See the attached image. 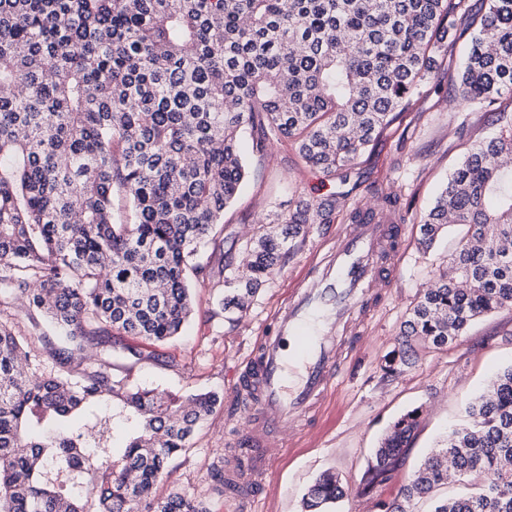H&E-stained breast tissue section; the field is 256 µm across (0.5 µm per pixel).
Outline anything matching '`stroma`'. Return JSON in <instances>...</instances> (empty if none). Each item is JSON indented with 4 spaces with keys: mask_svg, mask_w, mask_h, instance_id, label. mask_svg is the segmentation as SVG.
Wrapping results in <instances>:
<instances>
[{
    "mask_svg": "<svg viewBox=\"0 0 512 512\" xmlns=\"http://www.w3.org/2000/svg\"><path fill=\"white\" fill-rule=\"evenodd\" d=\"M411 124H395L373 142L355 163L360 182L350 200L375 206L366 189L377 186L402 194L411 209L403 226L393 284L374 283L377 304L365 326L366 340L348 354L343 373L323 406L318 422L299 426L274 440L276 461L262 479L264 490L248 512H303L302 498L322 474H335L345 495L329 512H375L374 499H393L399 482L377 487L372 496L360 493L373 452L392 421L416 409L419 426L404 453L403 472L415 469L449 428L462 424L469 402L502 368L512 365V308L477 319L464 336L441 349L423 351L417 367L388 377L382 371L395 348L400 326L409 310L448 263L459 228L431 250L417 244L416 220L434 202L453 167L475 140L498 134L499 122L483 112L471 115L468 136H460L456 117L461 108L453 95L426 92L416 104ZM248 176L236 201L225 210L224 224L201 259L210 276L194 284V312L185 332L165 342H141L142 360L131 372L132 382L161 387L173 394L213 391L221 400L198 429L189 449L172 460L157 496L182 492L201 501L208 512H238L239 501L214 491L213 465L240 443L248 423L231 401L242 361L257 336L270 333L274 312L301 267L316 248L336 232L335 225L318 224L290 253L285 266L256 294L236 324L224 319L221 285L228 271L224 252L229 240L245 243L248 231L260 223L274 224L298 199H319L336 190V183L302 160L294 143L270 142L256 151L243 137ZM407 169H398L400 159Z\"/></svg>",
    "mask_w": 512,
    "mask_h": 512,
    "instance_id": "obj_1",
    "label": "stroma"
}]
</instances>
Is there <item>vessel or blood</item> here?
Instances as JSON below:
<instances>
[{"label": "vessel or blood", "instance_id": "b4317fda", "mask_svg": "<svg viewBox=\"0 0 512 512\" xmlns=\"http://www.w3.org/2000/svg\"><path fill=\"white\" fill-rule=\"evenodd\" d=\"M396 224H349L300 270L276 316L277 332L262 336L247 356L238 392L248 406L242 448L227 458L226 480L251 499L247 476L270 469L268 432L294 425L325 399L340 372L339 330L362 328L374 307L376 279L393 280Z\"/></svg>", "mask_w": 512, "mask_h": 512}]
</instances>
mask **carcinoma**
Segmentation results:
<instances>
[{
    "instance_id": "1",
    "label": "carcinoma",
    "mask_w": 512,
    "mask_h": 512,
    "mask_svg": "<svg viewBox=\"0 0 512 512\" xmlns=\"http://www.w3.org/2000/svg\"><path fill=\"white\" fill-rule=\"evenodd\" d=\"M464 0H0V512H207L174 492L154 496L220 397L182 399L138 387L141 351L112 336L164 342L192 312L201 247L245 177L238 152L291 140L302 159L345 184L385 128L406 119L437 68L435 43L453 33ZM465 15L472 38L448 89L466 112L512 94V0ZM512 121L475 142L430 211L427 251L452 225L455 252L404 321L385 361L416 364L479 317L512 307ZM401 212L402 195L374 190ZM348 193L300 199L281 232L244 245L224 279V318L247 312L311 224H358ZM45 316L63 336L21 325ZM399 496L377 512H407L448 483L463 491L433 512H512V366L466 409ZM138 433L119 452L112 425ZM396 419L375 449L365 491L396 477L418 426ZM344 496L327 473L304 512Z\"/></svg>"
}]
</instances>
